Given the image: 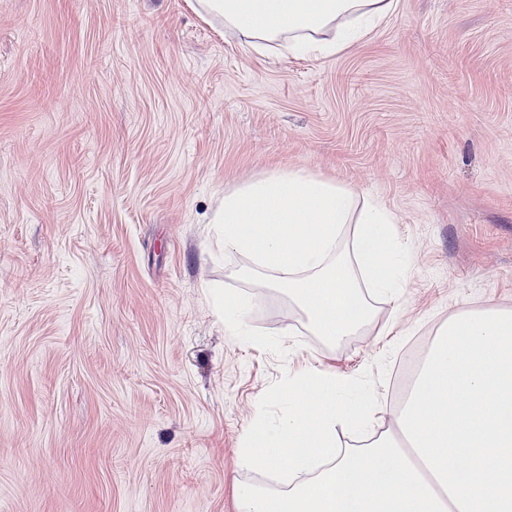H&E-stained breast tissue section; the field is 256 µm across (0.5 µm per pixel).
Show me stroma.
Masks as SVG:
<instances>
[{"label": "stroma", "instance_id": "1", "mask_svg": "<svg viewBox=\"0 0 512 512\" xmlns=\"http://www.w3.org/2000/svg\"><path fill=\"white\" fill-rule=\"evenodd\" d=\"M288 170L375 196L409 258L335 346L212 223ZM211 288L249 299L252 339ZM490 303L512 307V0H397L318 58L187 0H0V512H236L289 377L361 385L390 426L436 328Z\"/></svg>", "mask_w": 512, "mask_h": 512}]
</instances>
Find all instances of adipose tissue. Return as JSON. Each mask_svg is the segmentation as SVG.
Listing matches in <instances>:
<instances>
[{
  "mask_svg": "<svg viewBox=\"0 0 512 512\" xmlns=\"http://www.w3.org/2000/svg\"><path fill=\"white\" fill-rule=\"evenodd\" d=\"M256 52L334 54L363 39L396 0H189ZM215 223L241 277L275 289L329 345L396 296L407 259L376 198L301 171L273 172L225 192ZM224 332L245 336L249 303L210 289ZM379 406L344 380L303 370L288 381L276 424L255 419L241 468L283 474L242 483L237 512H512V309L449 316L418 359L392 425L369 432ZM357 444L342 448L339 431Z\"/></svg>",
  "mask_w": 512,
  "mask_h": 512,
  "instance_id": "1",
  "label": "adipose tissue"
}]
</instances>
